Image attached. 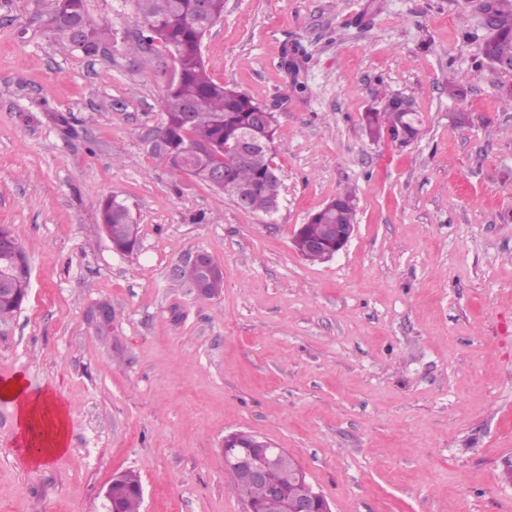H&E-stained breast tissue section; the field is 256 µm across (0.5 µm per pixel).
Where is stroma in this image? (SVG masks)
Masks as SVG:
<instances>
[{"label": "stroma", "instance_id": "35a3bbf8", "mask_svg": "<svg viewBox=\"0 0 512 512\" xmlns=\"http://www.w3.org/2000/svg\"><path fill=\"white\" fill-rule=\"evenodd\" d=\"M87 3L115 34L91 57L52 47L49 0H0V225L30 263L0 381L68 411L65 451L36 464L0 399V512H107L124 470L142 512H246L232 432L287 449L332 512H512V71L483 60L475 8L224 0L203 55L276 114L269 218L152 153L162 87L153 54L124 50L134 2ZM384 90L419 112L417 141L362 129ZM348 188V247L305 260L297 229ZM113 195L130 254L97 222ZM199 252L224 269L206 301L177 274ZM99 220L109 235L111 244L123 253H133L139 244L138 225L123 200L113 195L99 205Z\"/></svg>", "mask_w": 512, "mask_h": 512}]
</instances>
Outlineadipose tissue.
Returning <instances> with one entry per match:
<instances>
[{
	"label": "adipose tissue",
	"mask_w": 512,
	"mask_h": 512,
	"mask_svg": "<svg viewBox=\"0 0 512 512\" xmlns=\"http://www.w3.org/2000/svg\"><path fill=\"white\" fill-rule=\"evenodd\" d=\"M0 398L10 401L26 445L39 447L42 458L62 452L67 444L68 415L47 393H32L22 377L0 384Z\"/></svg>",
	"instance_id": "ef3b65f1"
}]
</instances>
